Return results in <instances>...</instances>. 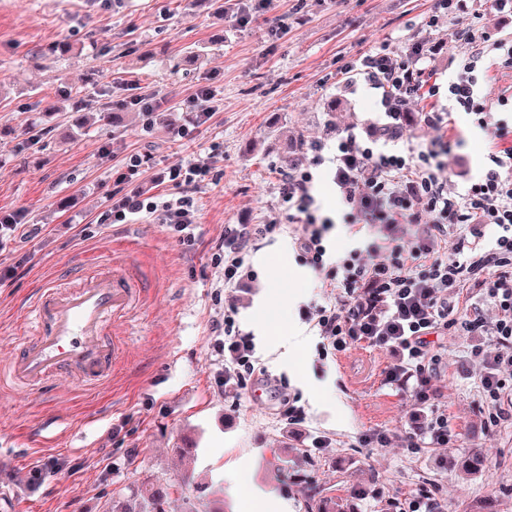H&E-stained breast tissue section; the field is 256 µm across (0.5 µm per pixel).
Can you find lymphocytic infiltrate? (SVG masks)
Returning a JSON list of instances; mask_svg holds the SVG:
<instances>
[{"mask_svg": "<svg viewBox=\"0 0 512 512\" xmlns=\"http://www.w3.org/2000/svg\"><path fill=\"white\" fill-rule=\"evenodd\" d=\"M424 44L406 52L382 48L358 57L348 71L360 75L374 90L393 130L404 105L423 86ZM482 53L461 64L448 86V99L466 112L483 113L477 100L476 70ZM494 137L500 147L491 153V164L465 193H448L442 155L452 143L441 138L418 153H377L360 146L354 135L340 138L335 147L333 181L348 224L362 244L342 263L328 259L325 233L330 221H318L310 192L312 170L324 163V146H313L306 168L284 173L282 200L288 206L289 223L303 231L296 240L300 262L321 277L322 287L335 291L337 301L318 306L309 319L328 346L336 350L369 342L399 354L398 363L385 374V382L409 392L419 407H428L435 396L431 388L437 361L432 335L454 328L471 334L488 331L499 347L488 354L482 347L471 356L482 368L479 391L489 406L488 419L497 424L512 419L502 408L512 392V126L497 124ZM213 158L172 165L169 179L175 194L142 193L121 197L100 216L104 224H129L152 218L177 234L179 241H193L197 209L192 191L209 176ZM393 224H421L425 231L412 241L388 235ZM494 227L493 241H486L485 227ZM456 240H449L450 230ZM280 224H228L224 227V285L231 288L256 278L250 262L255 241L277 234ZM452 241L451 251L441 244ZM475 281L483 290V302L494 305L498 317L486 325L481 304L455 314L454 294ZM224 335L233 362L225 381L246 384L254 377V342L236 323L234 306L224 308Z\"/></svg>", "mask_w": 512, "mask_h": 512, "instance_id": "lymphocytic-infiltrate-1", "label": "lymphocytic infiltrate"}]
</instances>
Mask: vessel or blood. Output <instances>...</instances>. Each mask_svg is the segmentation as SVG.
Returning a JSON list of instances; mask_svg holds the SVG:
<instances>
[{
    "label": "vessel or blood",
    "mask_w": 512,
    "mask_h": 512,
    "mask_svg": "<svg viewBox=\"0 0 512 512\" xmlns=\"http://www.w3.org/2000/svg\"><path fill=\"white\" fill-rule=\"evenodd\" d=\"M140 293L133 275L122 267L88 276L73 289L42 286L27 308L29 334L8 364L10 378L33 395L63 375L85 386L100 385L125 353L106 329L127 317Z\"/></svg>",
    "instance_id": "b4317fda"
}]
</instances>
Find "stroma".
Wrapping results in <instances>:
<instances>
[{
  "label": "stroma",
  "instance_id": "35a3bbf8",
  "mask_svg": "<svg viewBox=\"0 0 512 512\" xmlns=\"http://www.w3.org/2000/svg\"><path fill=\"white\" fill-rule=\"evenodd\" d=\"M437 7L438 0H266L241 27L216 15L214 0H0V213L22 212L33 229L0 242V269H18L0 284V367L22 339L24 303L39 283L77 285L84 261L104 270L119 256L143 288L115 328L126 351L104 384L87 390L62 379L38 396L0 381V512H106L113 494L152 478L177 485L170 512H182L194 491L179 486L174 450L186 440L197 448L192 467L209 487L210 512H234L230 491L243 477L285 497L290 512H308L316 493L354 497L358 512H403L423 491L444 512H475L490 498L499 512H512V421L489 423L480 367L470 358L472 346L492 348V337H435V407L455 440L408 447L417 407L384 381L395 353L367 342L324 352L306 321L327 291L297 261L292 237L302 227L289 224L281 197L283 172L309 164L314 142L329 146L352 133L417 151L434 138L423 112L447 104V87L472 52L459 31L476 23L512 37V17L490 0H463L428 26ZM62 42L70 46L64 55L56 51ZM416 42L429 49L425 78L440 93L411 101L387 134L377 97L344 68L381 46L400 53ZM63 84L90 115L101 103L139 95L162 107L149 115L124 109L118 128H81L76 113L42 114ZM200 84L215 89L217 108L193 138H179L180 126L195 124L182 101ZM478 95L492 102L483 118L495 124L505 113L498 97L512 95V71L479 74ZM32 126L40 140L31 148ZM444 133L462 138L447 159L448 189L459 193L497 142L460 110ZM210 152L215 168L194 193V245L154 222L99 223L113 195L175 192L170 166ZM134 154L141 164L131 174ZM274 221L290 230L258 240L257 280L225 288L216 263L225 225ZM269 287L296 293L285 323L308 338L305 372L267 351ZM228 303L264 370L244 390L222 383ZM280 390L303 407L301 420L282 414ZM372 433L386 443L364 445ZM317 438L324 448H314ZM474 448L487 449L486 470L449 469V460Z\"/></svg>",
  "mask_w": 512,
  "mask_h": 512
}]
</instances>
